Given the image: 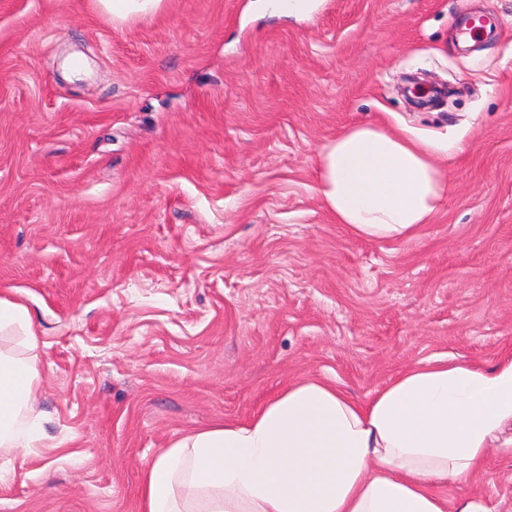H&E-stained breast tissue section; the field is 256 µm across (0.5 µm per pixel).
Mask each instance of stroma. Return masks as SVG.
Returning a JSON list of instances; mask_svg holds the SVG:
<instances>
[{"mask_svg":"<svg viewBox=\"0 0 512 512\" xmlns=\"http://www.w3.org/2000/svg\"><path fill=\"white\" fill-rule=\"evenodd\" d=\"M261 2L0 0V297L38 328L44 431L0 452V512H143L162 450L288 380L365 401L512 352V0ZM356 122L466 129L414 238L325 209L317 153ZM438 492L512 512V455ZM106 10L117 18L147 14L156 9L161 0H99Z\"/></svg>","mask_w":512,"mask_h":512,"instance_id":"obj_1","label":"stroma"}]
</instances>
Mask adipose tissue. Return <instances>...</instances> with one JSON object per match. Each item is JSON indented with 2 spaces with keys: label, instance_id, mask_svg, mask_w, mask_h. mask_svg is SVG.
<instances>
[{
  "label": "adipose tissue",
  "instance_id": "obj_1",
  "mask_svg": "<svg viewBox=\"0 0 512 512\" xmlns=\"http://www.w3.org/2000/svg\"><path fill=\"white\" fill-rule=\"evenodd\" d=\"M462 134L354 123L324 144L317 191L337 223L400 241L432 223ZM0 334L32 351L37 328L0 298ZM36 358L0 349V451L42 438ZM512 358L491 368L434 358L403 369L369 400L337 384L289 381L255 417L180 438L146 470L143 512H455L436 485L481 474L512 453Z\"/></svg>",
  "mask_w": 512,
  "mask_h": 512
}]
</instances>
